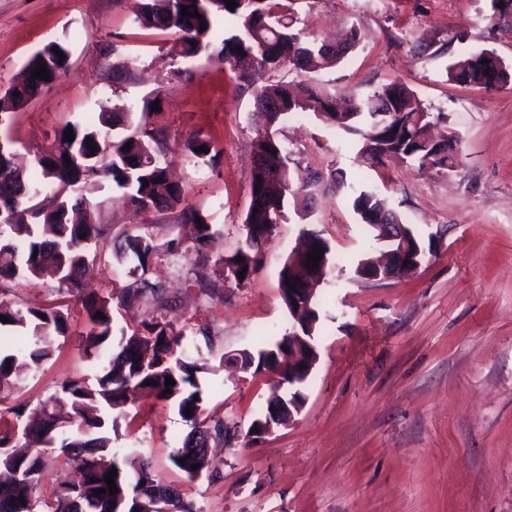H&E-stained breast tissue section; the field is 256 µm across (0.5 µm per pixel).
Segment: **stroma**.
I'll use <instances>...</instances> for the list:
<instances>
[{"label": "stroma", "mask_w": 512, "mask_h": 512, "mask_svg": "<svg viewBox=\"0 0 512 512\" xmlns=\"http://www.w3.org/2000/svg\"><path fill=\"white\" fill-rule=\"evenodd\" d=\"M293 7L311 38L339 41L353 26L362 38L340 64L287 70L285 80L309 79L345 98L400 83L462 140L449 171L392 160L368 167L313 115L280 125L293 158L363 182L433 236L434 256L408 276L354 278L351 260L380 244L362 233L344 195L327 194L307 220L288 212L244 286L200 289L215 279V259L244 240L259 122L236 73L202 56L172 62L174 33L135 23L134 0H0V94L47 43L69 50V67L51 88L0 113V143L20 162L49 151L65 124L96 120L105 101L129 107L130 125L161 131L178 150L181 205L218 232L209 262L186 253L194 230L181 206L137 214L108 185L98 195L99 221L116 237L145 225L156 244L146 275L166 286L163 316L205 325L214 358L288 331L279 271L302 224L320 231L337 258L318 292L319 361L293 422L252 447L214 449L209 472L195 480L171 461L191 426L167 402L128 403L112 446L148 458L196 512H512V83L486 90L451 81L446 71L449 60L483 50L512 67V19L493 18L491 0H295ZM123 64L128 73L114 80ZM154 92L160 103L152 110L143 100ZM197 134L210 141L209 157L182 154ZM126 272L106 248L84 284L105 297ZM6 293L20 308L61 307L68 330L49 360L0 391V412L33 409L65 381H92L97 365L84 351L89 326L80 301L50 277L11 281ZM200 385L205 416L245 431L273 379L220 367Z\"/></svg>", "instance_id": "35a3bbf8"}]
</instances>
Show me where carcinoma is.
Here are the masks:
<instances>
[{"label": "carcinoma", "mask_w": 512, "mask_h": 512, "mask_svg": "<svg viewBox=\"0 0 512 512\" xmlns=\"http://www.w3.org/2000/svg\"><path fill=\"white\" fill-rule=\"evenodd\" d=\"M231 9L227 0H135L134 22L145 28L172 30L177 37L172 47L175 55L195 58L205 55L208 61L236 65L242 60L251 62V70L238 75L240 87L249 92L255 110L265 117L268 128L259 133L253 143L254 166L250 181V204L244 223L263 228V238L249 242L227 257L216 261L233 273L236 286H243L263 263V245L267 243L278 224L285 221V202L293 198L295 211H309L311 200L320 193H334L347 189L353 211L360 224L379 237L370 215L384 209V201L372 190L359 183H347L344 175L332 170L328 173L312 171L289 157L283 143L272 127L290 114L312 113L323 122L345 134L356 137L355 145L361 163L379 164L385 158H396L423 169H446L448 160L459 159L460 141L443 134L440 143L426 147L427 128L435 125L436 117L418 102L407 87L387 84L361 99L338 100L325 87L313 83L273 81L268 73L289 66L303 71L335 66L361 39L353 28L340 51L325 49V44L303 39L296 30V20L286 11L282 0H235ZM189 15H182V7ZM199 13L198 19L193 13ZM229 19L231 25L223 29L222 37L213 36L218 20ZM59 48L69 57L67 47L58 42L46 44L35 52L21 72V78L9 90V97L0 101V110L7 112L26 103L34 92L33 73L37 66H46L50 86L66 72L68 61H60L53 48ZM449 78L459 84L492 88L482 68L459 61L446 67ZM390 112L385 125L377 124L374 114ZM125 113L110 112L100 107L97 126L72 125L74 139H65L67 127L55 136V143L44 157L35 163L37 176L15 174L9 148L0 146V207L3 224L0 225V277L9 280L32 281L41 277L45 269L54 267L60 289L75 293L79 288V272L84 268L91 247L113 243V257L120 263L134 262L128 269L131 276L106 298L86 296L81 305L87 314L90 329L84 350L99 364L96 383L89 386L80 381L62 383L60 390L43 402L40 415L42 425L29 430L20 425L21 413L13 410L16 419L0 424V512H33L34 493L39 486L46 455L55 453L74 463L81 480L58 486L54 512H70L77 502L80 512H152L156 501H138L129 487L125 461L118 459L112 448V430L118 426L127 402L138 397H152L173 404L192 430L173 457L174 465L188 479L195 480L209 471L208 455L201 451L207 442L224 443L239 437L231 433L222 420L203 418L202 390L198 375L212 371L208 357L201 351L187 355L196 343L197 335L210 342L204 327L193 331L176 327L160 316H153L142 328L127 330L114 322V310L131 298L143 299L163 306L162 286L151 282L138 270L146 269L147 261L155 251L153 237L126 233L110 239L111 229L96 222L94 195L107 181L121 190V200L142 214L164 210L182 200L180 187L168 177L169 164L175 158L166 138L154 129L126 125ZM120 128L123 134L107 137V129ZM96 149L90 150L89 144ZM131 144L128 150L123 149ZM149 186H144L143 181ZM57 186L44 207L31 204L42 188ZM185 221L194 224L195 236L186 252L207 257V246L214 235L212 226L203 215L185 207L181 210ZM411 247L420 252V258L432 254L433 244L426 242L413 228H407ZM247 271H242V268ZM244 278H239V273ZM323 265L311 268L305 256L288 255L279 272V290L283 304H288V278L307 281L312 276L325 277ZM102 314L99 319L96 314ZM0 315L9 319L0 328L10 327L17 333L8 350L0 349V390L12 386L20 371L38 366L50 359L56 338L65 335L67 317L56 308L20 309L0 295ZM318 333L321 325V305L312 298L311 308L300 317L303 326ZM288 335L271 343L265 339L251 348L232 353L228 360L257 374L267 371L277 377L280 386H288L283 400L304 402L300 390L305 378L292 380V366L288 356ZM174 379L171 387L166 377ZM273 400L266 401L252 421L245 438L250 445L259 439L269 420L274 418ZM191 415H186V410ZM185 463H179V460ZM199 465L196 470L190 469ZM117 469L114 479L118 493L108 492L105 475ZM145 476L159 488L171 512H193L181 493L164 483L153 471L149 461L141 463ZM105 493L97 496L95 490Z\"/></svg>", "instance_id": "obj_1"}]
</instances>
